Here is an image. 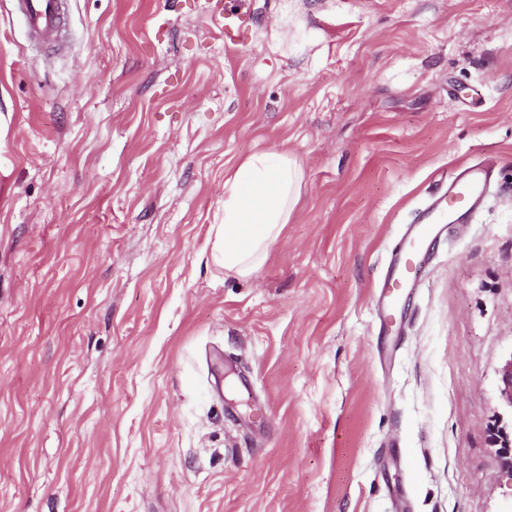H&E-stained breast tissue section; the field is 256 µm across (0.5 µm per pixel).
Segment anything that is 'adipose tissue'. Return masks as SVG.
<instances>
[{
  "mask_svg": "<svg viewBox=\"0 0 512 512\" xmlns=\"http://www.w3.org/2000/svg\"><path fill=\"white\" fill-rule=\"evenodd\" d=\"M303 171L287 153L259 152L224 181V220L213 259L225 272L247 276L266 260L299 200Z\"/></svg>",
  "mask_w": 512,
  "mask_h": 512,
  "instance_id": "ef3b65f1",
  "label": "adipose tissue"
}]
</instances>
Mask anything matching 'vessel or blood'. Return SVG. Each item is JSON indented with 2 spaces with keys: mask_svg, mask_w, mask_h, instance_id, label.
Here are the masks:
<instances>
[{
  "mask_svg": "<svg viewBox=\"0 0 512 512\" xmlns=\"http://www.w3.org/2000/svg\"><path fill=\"white\" fill-rule=\"evenodd\" d=\"M14 9L23 22L31 44L39 49L60 45L66 37L67 5L65 0H14ZM220 14L224 19V42L236 45L242 38L249 15L240 0H223ZM485 185V171L475 166L456 175L448 186V196L428 207L418 223L402 236L404 252L414 253L434 235L444 217H455L457 206L474 213L479 206ZM403 252V253H404Z\"/></svg>",
  "mask_w": 512,
  "mask_h": 512,
  "instance_id": "vessel-or-blood-1",
  "label": "vessel or blood"
}]
</instances>
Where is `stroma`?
<instances>
[{
	"instance_id": "35a3bbf8",
	"label": "stroma",
	"mask_w": 512,
	"mask_h": 512,
	"mask_svg": "<svg viewBox=\"0 0 512 512\" xmlns=\"http://www.w3.org/2000/svg\"><path fill=\"white\" fill-rule=\"evenodd\" d=\"M205 5L70 0L45 52L0 0V512H512V0H248L235 47ZM257 152L304 178L240 277L211 251ZM485 185V171L482 167L475 166L466 169L456 175L448 185V195L438 204L428 207L422 213L420 220L412 224L409 230L401 237L403 249L407 254L415 253L423 244L435 234L436 224L445 216L448 221L455 217L457 205L466 207L464 215H471L479 206ZM454 199H460L457 203H451ZM501 380L500 396L505 410H510V430L508 422L499 415L498 423L492 430L491 444L499 448L498 453L503 459L504 466L512 473V356L504 363Z\"/></svg>"
}]
</instances>
